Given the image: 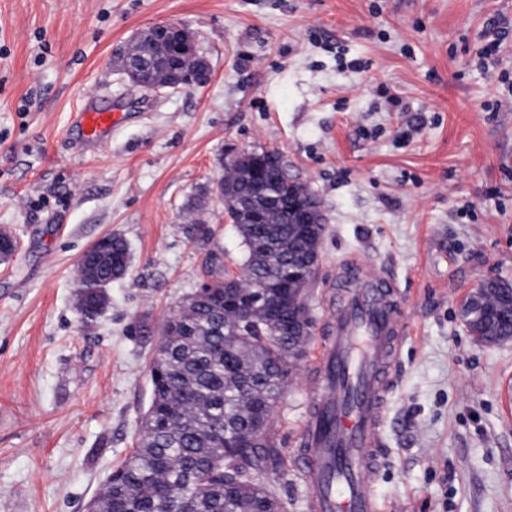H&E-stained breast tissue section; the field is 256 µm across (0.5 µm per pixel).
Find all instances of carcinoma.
Instances as JSON below:
<instances>
[{
    "label": "carcinoma",
    "mask_w": 512,
    "mask_h": 512,
    "mask_svg": "<svg viewBox=\"0 0 512 512\" xmlns=\"http://www.w3.org/2000/svg\"><path fill=\"white\" fill-rule=\"evenodd\" d=\"M252 167V177L228 168L217 182L225 215L246 248L240 271L224 268L214 259L217 252L208 251L200 287L160 326L141 438L88 512H287L259 474L282 463L271 416L294 367L288 351L307 339L308 320L284 300L279 269L317 273L292 203L303 201L320 218L311 236L324 233L326 218L319 197L291 180L278 152L259 153ZM255 183L275 188L280 203H257L253 220L234 203L251 196ZM128 264V246L117 234L98 239L79 258L83 324L95 322L111 279L126 273ZM461 316L473 336L512 333L509 307L487 282L482 296L470 293L463 300ZM262 426L263 440L252 442Z\"/></svg>",
    "instance_id": "cac0c4a2"
}]
</instances>
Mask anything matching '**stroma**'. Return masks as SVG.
<instances>
[{
	"label": "stroma",
	"instance_id": "obj_1",
	"mask_svg": "<svg viewBox=\"0 0 512 512\" xmlns=\"http://www.w3.org/2000/svg\"><path fill=\"white\" fill-rule=\"evenodd\" d=\"M512 0H0V512H86L135 448L162 323L211 247L245 249L209 202L229 147L278 150L322 201L309 299L316 321L271 421L282 464L259 479L310 512L293 472L318 374L309 357L354 256L392 277L408 334L394 369L375 491L385 512H512V342L474 341L461 315L480 280L512 283V39L481 71L491 17ZM187 26L211 66L201 88L145 93L113 51L160 23ZM131 113L82 150L71 115ZM130 268L83 326L76 264L101 237Z\"/></svg>",
	"mask_w": 512,
	"mask_h": 512
}]
</instances>
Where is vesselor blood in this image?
Here are the masks:
<instances>
[{"mask_svg":"<svg viewBox=\"0 0 512 512\" xmlns=\"http://www.w3.org/2000/svg\"><path fill=\"white\" fill-rule=\"evenodd\" d=\"M72 118L81 143L94 147L127 115L87 104ZM342 274L350 287L314 355L320 380L292 467L305 482L311 512H383L374 489L379 428L407 327L391 278L355 259L344 262Z\"/></svg>","mask_w":512,"mask_h":512,"instance_id":"1","label":"vessel or blood"}]
</instances>
